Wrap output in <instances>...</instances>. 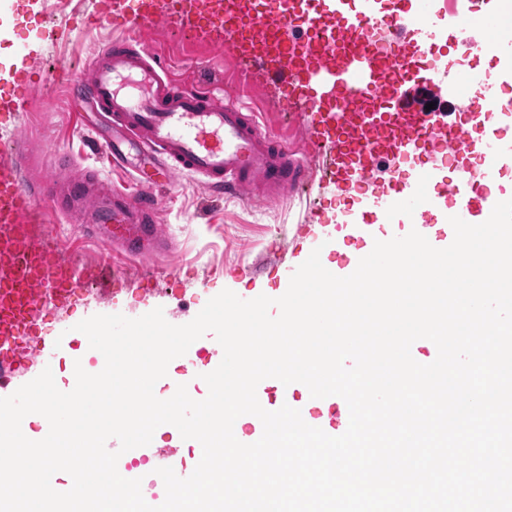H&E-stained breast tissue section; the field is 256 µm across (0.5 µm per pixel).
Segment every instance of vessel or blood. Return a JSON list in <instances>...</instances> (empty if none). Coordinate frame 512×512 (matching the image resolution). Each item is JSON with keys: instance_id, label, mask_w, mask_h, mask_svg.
<instances>
[{"instance_id": "b4317fda", "label": "vessel or blood", "mask_w": 512, "mask_h": 512, "mask_svg": "<svg viewBox=\"0 0 512 512\" xmlns=\"http://www.w3.org/2000/svg\"><path fill=\"white\" fill-rule=\"evenodd\" d=\"M413 0H88L89 23L124 28L125 36L105 45L86 77L69 82V94L95 112L101 131L96 152L112 167H128L132 156L146 158L140 183L131 194L112 186L98 171L64 182H31V157L18 132H0V398L20 386L18 363L41 373L52 349L27 329L46 311L58 309L73 288L90 278L88 268L60 252L45 215L35 206L45 197L61 218L92 203L85 231L114 250L137 259L170 246L156 222L160 200L153 187L188 175L209 189L237 195L252 191L264 201L312 185L316 170L307 148L276 137L237 99L196 88L171 77L165 59L151 50L143 31L164 23L194 39L223 47L239 63L238 81L257 89L266 83L287 90L276 99L282 112L302 106L315 111L318 136L329 149L326 175L342 185L370 175L388 162L394 178L381 194H361L362 222L354 231L374 237L375 225L394 217L413 218L434 205L427 191L405 179L402 167L419 147L455 143V153L479 154L490 172L512 164V141L502 142L499 127L512 124V104L487 95L478 115L427 112L422 90L436 82L432 67L408 50L406 29L423 35L429 15L412 11ZM484 38L466 44L504 62L501 82H512V33L500 30L496 0H474ZM384 15L390 51L377 60L373 47L353 40L354 32ZM42 56L27 50L11 75L14 92L0 98V111L28 112L39 88ZM465 222L490 216L496 196L483 192L478 176H460L444 189ZM151 458L156 466L190 474L180 449L142 446L119 458L117 469L130 479V459Z\"/></svg>"}]
</instances>
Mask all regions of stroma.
Instances as JSON below:
<instances>
[{
    "label": "stroma",
    "instance_id": "stroma-1",
    "mask_svg": "<svg viewBox=\"0 0 512 512\" xmlns=\"http://www.w3.org/2000/svg\"><path fill=\"white\" fill-rule=\"evenodd\" d=\"M83 10L84 0H48L47 11L40 14L30 11L24 0H0V25L17 28L20 33L16 39L0 35V70L19 55L22 39L38 41L45 22H56L55 37L38 42L51 75L34 97L32 111L18 120L35 158L29 177L40 180L55 170L59 159L69 157L73 160L70 176L81 177L98 167L103 177L132 193L136 190L132 170L102 167L91 154L94 117L69 111L65 102V79L79 77L113 36L109 29L88 28ZM145 39L151 46L163 48L175 71L187 78L198 72L203 78L218 80L238 67L220 48L191 40L165 25L156 26ZM158 195V222L172 242L171 250L164 254L145 260L113 255L106 244L84 238L78 219L62 225L55 235L65 257L100 272L93 283L81 285L70 306L37 320L38 335L56 351L53 371L62 391L72 388L73 359H80L90 373L100 366L99 357L84 339L67 334L87 316L120 313L137 318L159 307L172 324L183 325L226 289L240 296L258 292L278 297L287 286V268L305 261L312 240L323 244V266L339 271L353 256L370 249L366 241L337 240L336 208L347 202L349 190L326 181H314L312 187L276 204L242 195L227 199L187 176L160 188ZM310 224L320 227L313 239L306 235ZM215 342L214 334H206L191 345L189 357L172 360L168 366L172 380H195L200 394H207V384L197 375L205 371Z\"/></svg>",
    "mask_w": 512,
    "mask_h": 512
}]
</instances>
